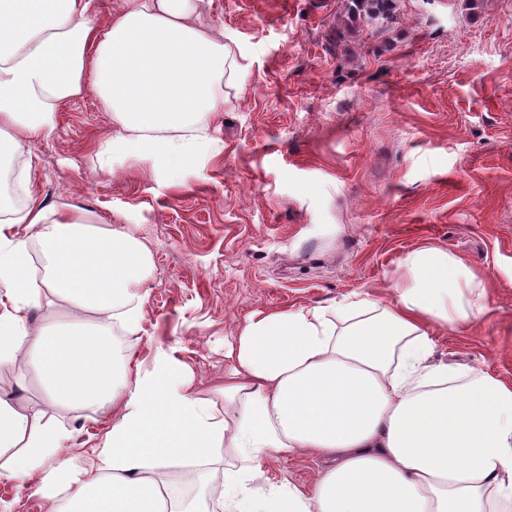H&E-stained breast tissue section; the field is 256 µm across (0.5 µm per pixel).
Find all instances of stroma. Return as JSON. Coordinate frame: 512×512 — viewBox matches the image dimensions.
<instances>
[{
    "label": "stroma",
    "mask_w": 512,
    "mask_h": 512,
    "mask_svg": "<svg viewBox=\"0 0 512 512\" xmlns=\"http://www.w3.org/2000/svg\"><path fill=\"white\" fill-rule=\"evenodd\" d=\"M347 0H204L245 71L215 116L222 155L178 185L148 166L97 173L111 128L94 94L36 142L47 203L131 228L153 251L144 333L152 360L224 380V344L258 311L354 292L387 300L402 258L434 246L484 275L488 311L440 331L435 361L512 378V0H397L346 51L328 41ZM321 461L264 462L269 482L309 483Z\"/></svg>",
    "instance_id": "obj_1"
}]
</instances>
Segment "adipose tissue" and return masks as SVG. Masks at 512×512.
Returning a JSON list of instances; mask_svg holds the SVG:
<instances>
[{
	"instance_id": "ef3b65f1",
	"label": "adipose tissue",
	"mask_w": 512,
	"mask_h": 512,
	"mask_svg": "<svg viewBox=\"0 0 512 512\" xmlns=\"http://www.w3.org/2000/svg\"><path fill=\"white\" fill-rule=\"evenodd\" d=\"M0 0V160L21 158L24 202H0V364L24 363L41 406L0 389V477L46 512H512V380L431 360L438 330L488 311L484 277L435 247L408 253L384 301L354 292L253 316L226 354L224 382L200 390L192 369L159 352H120L137 336L152 253L127 228L38 191L36 141L95 93L112 130L93 144L149 163L168 183L224 142V76L240 63L199 0ZM44 259L34 287L31 243ZM67 321H35L39 310ZM111 419L88 465L54 409ZM224 447V480L194 461ZM322 461L309 486L265 484L278 456ZM201 486L173 497L160 476Z\"/></svg>"
}]
</instances>
